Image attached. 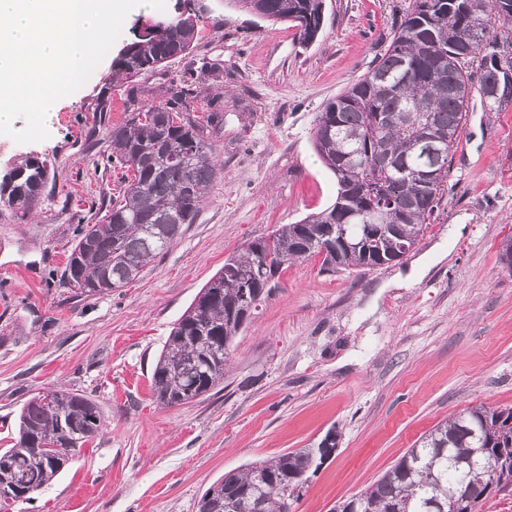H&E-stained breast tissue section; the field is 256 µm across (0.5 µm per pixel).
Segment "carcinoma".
<instances>
[{
  "mask_svg": "<svg viewBox=\"0 0 512 512\" xmlns=\"http://www.w3.org/2000/svg\"><path fill=\"white\" fill-rule=\"evenodd\" d=\"M259 18L298 29L313 43L324 0H233ZM199 16L181 12L147 27L112 61L106 89H128L130 114L112 126L106 161L125 170L122 194L83 226L65 275L87 297L133 282L195 222L223 169L209 142L222 121L224 70L210 88L159 86L139 106L137 79L195 47ZM488 112L512 107V0H409L368 71L328 101L313 148L338 185L335 201L229 257L172 327L152 370L156 400L188 404L224 382L227 351L285 266L318 256L321 270L381 268L417 244L448 191L472 92ZM203 112L191 117L192 112ZM47 161L27 156L0 178V212L22 220L41 204ZM103 428L92 399L67 390L30 398L11 447L0 448V512H14L60 473ZM336 449L328 434L301 448L224 474L198 512H290L285 489L303 487ZM512 486V408L470 406L422 435L366 491L336 512H468Z\"/></svg>",
  "mask_w": 512,
  "mask_h": 512,
  "instance_id": "obj_1",
  "label": "carcinoma"
}]
</instances>
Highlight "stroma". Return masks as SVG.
<instances>
[{
	"mask_svg": "<svg viewBox=\"0 0 512 512\" xmlns=\"http://www.w3.org/2000/svg\"><path fill=\"white\" fill-rule=\"evenodd\" d=\"M184 1L200 17L197 48L142 83L195 84L206 65L223 66L224 124L211 141L224 175L137 280L80 296L64 277L67 254L123 177L105 155L126 92L113 88L110 111H97L104 79L136 30ZM407 2L326 0L307 47L232 0L137 9L97 76L58 101L48 139L0 135V176L27 156L53 172L40 215H0V448L25 401L49 389L84 393L104 417L94 442L17 512H197L224 473L330 432L336 449L291 512H332L451 415L512 407V270L499 259L512 239V108L484 111L476 95L450 191L412 250L365 274L323 273L316 256L289 264L229 348L223 384L180 407L153 396L171 328L225 259L334 202L336 179L312 146L315 116L368 70ZM437 247L448 256L435 263ZM422 260L430 267L415 287H388Z\"/></svg>",
	"mask_w": 512,
	"mask_h": 512,
	"instance_id": "stroma-1",
	"label": "stroma"
}]
</instances>
